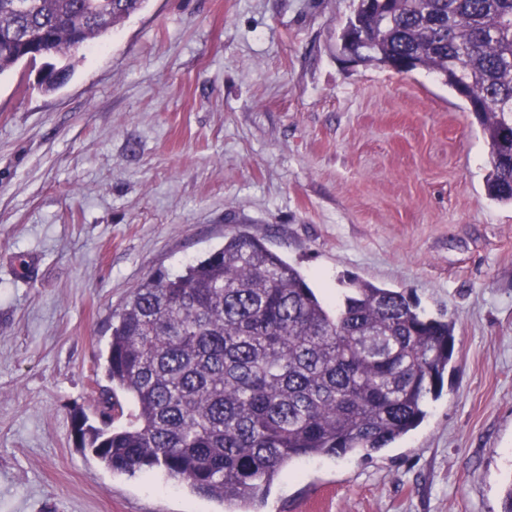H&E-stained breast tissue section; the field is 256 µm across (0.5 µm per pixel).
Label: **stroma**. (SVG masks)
Segmentation results:
<instances>
[{"label": "stroma", "mask_w": 512, "mask_h": 512, "mask_svg": "<svg viewBox=\"0 0 512 512\" xmlns=\"http://www.w3.org/2000/svg\"><path fill=\"white\" fill-rule=\"evenodd\" d=\"M358 0H146L58 89L0 74V512H224L77 447L112 317L230 233L324 297L354 275L456 322L420 427L368 459L296 462L262 512H501L512 483V204L435 74L346 63ZM32 256L31 277L15 260Z\"/></svg>", "instance_id": "35a3bbf8"}]
</instances>
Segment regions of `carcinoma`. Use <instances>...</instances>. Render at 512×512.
<instances>
[{
  "label": "carcinoma",
  "mask_w": 512,
  "mask_h": 512,
  "mask_svg": "<svg viewBox=\"0 0 512 512\" xmlns=\"http://www.w3.org/2000/svg\"><path fill=\"white\" fill-rule=\"evenodd\" d=\"M144 3L0 0V74L68 59ZM346 25L367 61L434 72L467 101L489 144L488 195L511 203L512 0H374ZM455 354L454 322L412 293L350 278L330 304L260 239L232 233L130 294L108 342L105 421L74 432L113 471L159 469L257 512L294 462L370 456L416 429Z\"/></svg>",
  "instance_id": "cac0c4a2"
}]
</instances>
